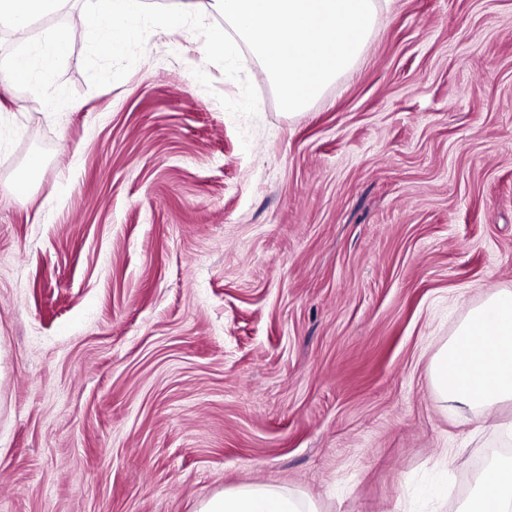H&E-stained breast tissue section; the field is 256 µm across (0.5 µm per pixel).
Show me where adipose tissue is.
Here are the masks:
<instances>
[{"label":"adipose tissue","instance_id":"adipose-tissue-1","mask_svg":"<svg viewBox=\"0 0 512 512\" xmlns=\"http://www.w3.org/2000/svg\"><path fill=\"white\" fill-rule=\"evenodd\" d=\"M67 0H0V24L9 25L21 49L8 67L0 69V86L22 83L35 90L37 103L51 93L44 81L64 55L65 33L53 34L41 45L27 41L33 21L59 12ZM189 5L161 10L150 0H92L98 50L126 52L142 25L174 29L186 20ZM435 394L445 402L486 410L512 401V291L496 290L472 308L454 336L431 365ZM499 477L477 490L463 512H512V458L498 462ZM197 512H317L311 500L271 485L255 484L222 491L202 500Z\"/></svg>","mask_w":512,"mask_h":512}]
</instances>
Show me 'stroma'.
<instances>
[{
	"mask_svg": "<svg viewBox=\"0 0 512 512\" xmlns=\"http://www.w3.org/2000/svg\"><path fill=\"white\" fill-rule=\"evenodd\" d=\"M196 3L110 57L71 0L53 103L0 89V512H461L512 456L430 379L512 290V0H381L295 116ZM196 512H318L314 503L288 490L255 484L222 491L202 500Z\"/></svg>",
	"mask_w": 512,
	"mask_h": 512,
	"instance_id": "obj_1",
	"label": "stroma"
}]
</instances>
